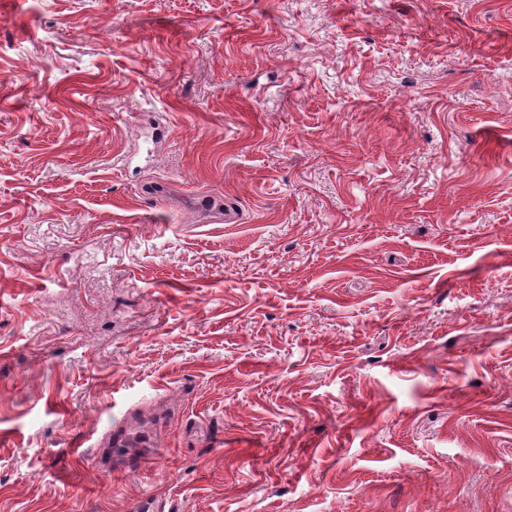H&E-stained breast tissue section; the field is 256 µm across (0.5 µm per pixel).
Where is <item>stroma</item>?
Listing matches in <instances>:
<instances>
[{
  "label": "stroma",
  "instance_id": "stroma-1",
  "mask_svg": "<svg viewBox=\"0 0 512 512\" xmlns=\"http://www.w3.org/2000/svg\"><path fill=\"white\" fill-rule=\"evenodd\" d=\"M0 512H512V0H0Z\"/></svg>",
  "mask_w": 512,
  "mask_h": 512
}]
</instances>
